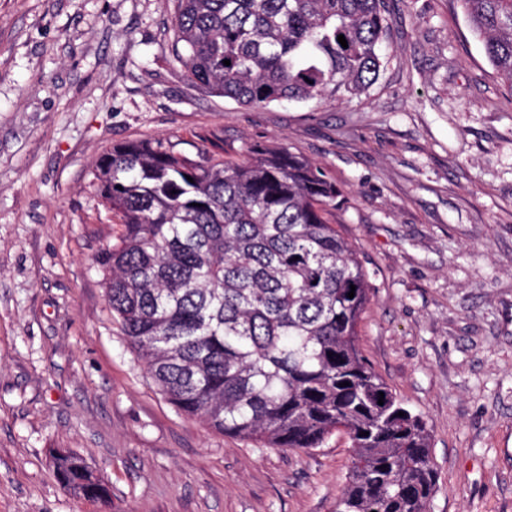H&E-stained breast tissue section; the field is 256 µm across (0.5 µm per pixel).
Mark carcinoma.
I'll use <instances>...</instances> for the list:
<instances>
[{"instance_id":"obj_1","label":"carcinoma","mask_w":512,"mask_h":512,"mask_svg":"<svg viewBox=\"0 0 512 512\" xmlns=\"http://www.w3.org/2000/svg\"><path fill=\"white\" fill-rule=\"evenodd\" d=\"M460 2L512 90V0ZM390 33L385 0H175L173 52L196 86L243 107L344 100L377 80ZM93 178L120 225L96 257L112 320L176 411L267 448L342 430L338 512H428L429 430L359 349L366 273L327 218L342 191L320 166L261 144L193 159L158 139L113 146ZM51 460L65 491L108 496L79 454Z\"/></svg>"}]
</instances>
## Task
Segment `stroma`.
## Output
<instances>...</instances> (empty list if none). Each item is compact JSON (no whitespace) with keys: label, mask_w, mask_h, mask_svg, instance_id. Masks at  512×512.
Listing matches in <instances>:
<instances>
[{"label":"stroma","mask_w":512,"mask_h":512,"mask_svg":"<svg viewBox=\"0 0 512 512\" xmlns=\"http://www.w3.org/2000/svg\"><path fill=\"white\" fill-rule=\"evenodd\" d=\"M387 9L367 93L247 108L175 60L173 0H0V512H336L344 432L309 450L213 432L112 323L95 258L119 227L93 166L154 138L324 167L369 276L359 346L430 431L429 512H512V91L459 0ZM55 448L109 498L64 491Z\"/></svg>","instance_id":"35a3bbf8"}]
</instances>
